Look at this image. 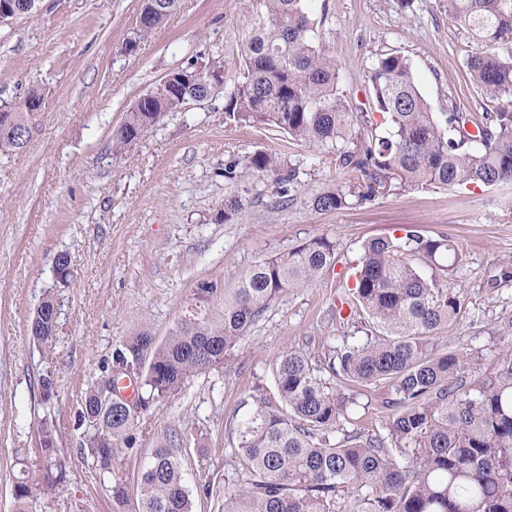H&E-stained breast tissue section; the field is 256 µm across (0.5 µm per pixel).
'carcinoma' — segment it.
<instances>
[{"label":"carcinoma","instance_id":"cac0c4a2","mask_svg":"<svg viewBox=\"0 0 512 512\" xmlns=\"http://www.w3.org/2000/svg\"><path fill=\"white\" fill-rule=\"evenodd\" d=\"M182 0H145L137 39L154 31ZM308 0H249L251 23L238 44V76L224 100V118L244 127L288 136L312 159L329 156L337 167L367 181V191L344 187L320 192L311 207L329 213L359 204L396 178L410 188L512 183V0H446L448 20L475 41L466 61L472 84L501 102L481 114L433 112L415 84L412 65L398 54L379 56L368 71L369 93L383 122L355 112L340 89L335 60L317 42ZM224 60L199 54L171 69L134 103L112 132V151L123 152L169 112L212 98ZM472 125L486 138L474 140ZM359 126L360 136L352 134ZM27 139L0 127V153L22 149ZM244 167L273 179L279 203L291 201L297 168L257 149L224 166V179ZM247 200L224 198L217 220L229 222ZM336 262V244L314 238L285 255L265 259L224 289L219 320L192 316L159 343L147 331L127 337L100 378L118 382L137 370L140 405H109L99 383L78 411L82 446L120 508L128 488L119 476L122 448L135 442L141 414L154 401L178 395L187 378L233 361L240 341L282 294L309 288ZM462 257L448 237L427 236L414 225L404 236L375 237L364 245L355 285L341 304L349 319H365L363 336L312 357L291 348L274 363L275 395L256 385L254 407L236 428L233 476L224 480L222 512H512V350L498 355L486 376L463 380L472 357L437 343L463 313L454 273ZM45 299L31 320L40 342L51 339ZM394 390L388 434L350 432L355 398L342 387ZM43 469L51 487L67 476L57 450L53 419L38 432ZM139 512H193L181 461L155 448L138 477ZM29 486L13 488V512L29 510Z\"/></svg>","mask_w":512,"mask_h":512}]
</instances>
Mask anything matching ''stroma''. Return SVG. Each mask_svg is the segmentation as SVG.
I'll list each match as a JSON object with an SVG mask.
<instances>
[{"instance_id":"obj_1","label":"stroma","mask_w":512,"mask_h":512,"mask_svg":"<svg viewBox=\"0 0 512 512\" xmlns=\"http://www.w3.org/2000/svg\"><path fill=\"white\" fill-rule=\"evenodd\" d=\"M309 8L343 91L373 122L381 117L367 72L388 53L411 61L432 111H447L452 100L461 111H480L485 98L465 69L476 44L458 34L444 0H311ZM140 9L141 0H40L35 16L0 24V104L33 87L43 93L25 147L0 154V512H12L22 471L41 467L38 428L48 414L72 467L53 489L33 488L32 512H113L105 484L83 457L75 413L115 347L142 329L161 341L185 317H219L223 289L244 271L316 237L335 242V267L314 286L283 294L231 364L189 377L178 395L144 413L135 446L120 454L125 512H138L140 468L161 446L179 451L193 512H220L222 497L206 495L202 479L223 478L253 386L274 393L273 363L288 348L321 356L357 336L356 321L331 312L352 287L371 238L401 236L409 224L447 235L464 259L465 310L441 342L478 356L484 367L512 347L497 331L512 316V185L391 184L364 204L316 212L313 194L362 184L361 175L326 157L311 161L280 133L224 120L237 40L248 24L244 0H183L162 29L133 47ZM196 54L223 58L219 93L166 114L113 153L112 131L129 107ZM258 148L295 165L294 203L275 205L271 179L247 169L225 180L230 159ZM237 190L247 194L246 209L230 223L216 222L225 196ZM62 252L71 258L64 279L53 265ZM205 280L217 281L220 294L199 295ZM47 297L59 308L58 329L40 343L28 325ZM45 378L55 386L49 408L41 399ZM346 393L356 399L352 428L386 430L383 392Z\"/></svg>"}]
</instances>
